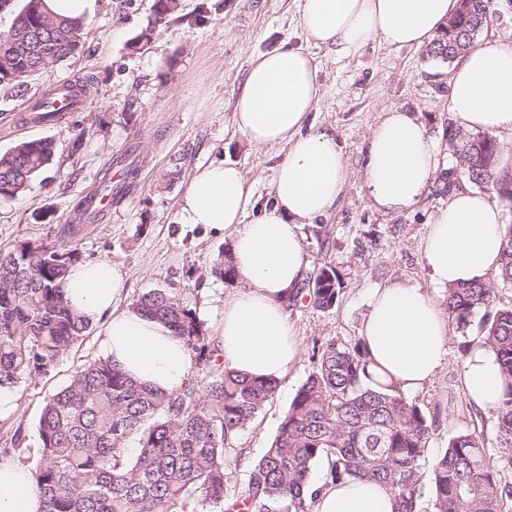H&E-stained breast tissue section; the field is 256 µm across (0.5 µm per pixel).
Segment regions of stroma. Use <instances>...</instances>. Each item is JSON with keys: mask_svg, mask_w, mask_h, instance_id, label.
Instances as JSON below:
<instances>
[{"mask_svg": "<svg viewBox=\"0 0 512 512\" xmlns=\"http://www.w3.org/2000/svg\"><path fill=\"white\" fill-rule=\"evenodd\" d=\"M153 4L99 0L95 15L81 22L76 54L32 74L22 86L0 87V154L23 141L56 142L52 167L23 194L0 199V249L64 240L80 261L107 260L125 273L128 288L120 307L155 288H185L196 308H207L204 321L215 329L225 298L238 289L212 272L231 238L200 224L177 223L181 197L201 168L221 160L243 170L251 190L249 216L272 207V182L284 151L253 146L235 129L236 99L257 55L293 46L313 57L323 96L307 123L336 135L349 178L329 214L300 229L305 275L332 265L341 291L327 310L313 307L305 293L289 306L300 351L273 399L236 440L243 467L229 473L227 486L239 490L244 466L263 456L297 389L315 369V349L332 339H357L371 289L404 278L442 298L425 273L422 242L432 215L469 184L448 144L454 127L447 110L452 64L425 49L377 41L360 56L336 58L307 41L298 0H179L162 23ZM148 28L150 43L133 49ZM65 83L82 84V106L59 124H29V103ZM388 108L411 113L439 151L432 185L403 214L374 209L363 180L367 136ZM122 159L136 162V177L126 179L108 210L88 217L84 200L114 177ZM104 331V323L93 324L47 373L20 383L18 413L0 419V449H14L15 460L36 467L46 401L75 369L101 358ZM448 336L442 369L415 400L492 439L494 410L474 413L462 388L464 339L453 329Z\"/></svg>", "mask_w": 512, "mask_h": 512, "instance_id": "stroma-1", "label": "stroma"}]
</instances>
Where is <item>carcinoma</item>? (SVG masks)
<instances>
[{"label": "carcinoma", "instance_id": "1", "mask_svg": "<svg viewBox=\"0 0 512 512\" xmlns=\"http://www.w3.org/2000/svg\"><path fill=\"white\" fill-rule=\"evenodd\" d=\"M16 23L0 34V85H19L80 47V22L55 18L43 0H25ZM65 32L49 55L19 54ZM469 181L512 202V172L500 167L503 145L479 132L456 129L451 142ZM49 138L22 142L0 155V198L28 190L52 164ZM505 248L497 282L512 288V224L502 225ZM79 260L64 245L23 242L0 250V386L16 385L54 367L91 328L64 297L66 277ZM212 273L237 281L224 252ZM340 293L336 268L309 280L311 304L332 307ZM448 323L462 335L477 329L480 346L499 367L502 392L489 453L484 437L452 425L446 448L431 463V498L423 506L420 467L437 419L417 402L373 378L360 341L331 340L298 388L277 435L252 466L240 498L252 512H310L324 487L350 480L384 485L397 512H512V304L496 302L488 283L445 289ZM133 307L160 320L186 342L197 377L171 394L155 393L104 358L78 368L53 393L39 420L35 486L44 512H224L227 471L238 468V435L273 398L279 382L239 375L222 366L218 346L197 315L190 292L155 288ZM135 441L138 453L128 455ZM325 464L323 483L310 485Z\"/></svg>", "mask_w": 512, "mask_h": 512}]
</instances>
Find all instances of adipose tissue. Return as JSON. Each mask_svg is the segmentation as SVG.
Segmentation results:
<instances>
[{"instance_id":"adipose-tissue-1","label":"adipose tissue","mask_w":512,"mask_h":512,"mask_svg":"<svg viewBox=\"0 0 512 512\" xmlns=\"http://www.w3.org/2000/svg\"><path fill=\"white\" fill-rule=\"evenodd\" d=\"M458 0H300L308 41L336 57L361 54L372 41L397 47L429 44L455 13ZM322 96L318 67L299 48L283 47L250 62L234 112V125L257 146L283 145L275 171L274 205L248 218L250 188L239 167L209 163L189 182L178 221L227 231L240 289L225 298L216 329L224 365L253 377L282 379L299 340L288 319V295L308 264L302 224L324 216L348 179L344 153L325 131H305ZM448 111L461 127L512 133V35L500 36L461 57L448 77ZM437 170L434 140L408 112H382L368 137L364 181L372 205L384 212L413 209ZM495 199L469 189L454 191L433 216L422 245L431 282L448 287L488 280L505 246ZM125 288L119 268L107 261L72 267L66 299L90 322L106 321L103 358L154 391L185 385L191 352L162 322L134 308L117 309ZM359 338L370 371L404 396H412L442 368L447 325L439 304L418 283L397 280L372 289ZM463 386L472 405L493 408L499 396L497 367L485 349L463 361ZM392 494L366 481L328 486L313 512H394ZM30 470L0 461V512H41Z\"/></svg>"}]
</instances>
